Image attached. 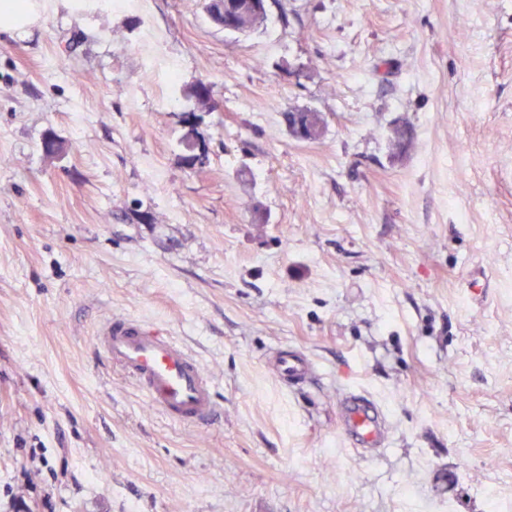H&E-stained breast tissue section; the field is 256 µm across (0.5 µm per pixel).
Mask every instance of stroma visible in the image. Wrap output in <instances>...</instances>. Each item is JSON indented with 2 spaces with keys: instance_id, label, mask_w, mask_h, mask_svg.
Wrapping results in <instances>:
<instances>
[{
  "instance_id": "obj_1",
  "label": "stroma",
  "mask_w": 512,
  "mask_h": 512,
  "mask_svg": "<svg viewBox=\"0 0 512 512\" xmlns=\"http://www.w3.org/2000/svg\"><path fill=\"white\" fill-rule=\"evenodd\" d=\"M206 2L35 0L0 34V512L512 505V0H274L246 35ZM114 314L200 360L208 426L95 351ZM350 390L385 447L339 437ZM272 370L288 388H298L313 378V364L295 350L277 349L269 357Z\"/></svg>"
}]
</instances>
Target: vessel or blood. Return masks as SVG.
<instances>
[{
	"label": "vessel or blood",
	"mask_w": 512,
	"mask_h": 512,
	"mask_svg": "<svg viewBox=\"0 0 512 512\" xmlns=\"http://www.w3.org/2000/svg\"><path fill=\"white\" fill-rule=\"evenodd\" d=\"M95 344L114 368L136 382L153 410L196 427L216 417L212 377L168 332L131 316L112 315L101 323ZM269 363L289 388L304 386L313 377L310 359L294 350H276ZM340 430L350 448L360 453L382 447L388 439L382 409L361 392L347 393L342 399Z\"/></svg>",
	"instance_id": "b4317fda"
}]
</instances>
